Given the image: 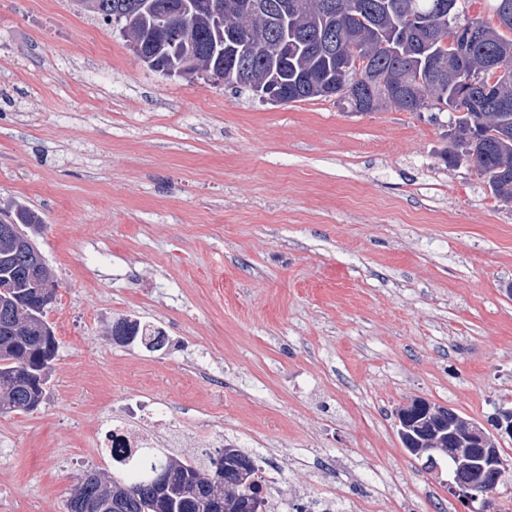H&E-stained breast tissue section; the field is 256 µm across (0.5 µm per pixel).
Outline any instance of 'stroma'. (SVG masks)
Wrapping results in <instances>:
<instances>
[{"label": "stroma", "instance_id": "1", "mask_svg": "<svg viewBox=\"0 0 512 512\" xmlns=\"http://www.w3.org/2000/svg\"><path fill=\"white\" fill-rule=\"evenodd\" d=\"M450 118L169 78L74 0H0V215H41L60 284L44 400L0 415V512L112 474L101 424L139 396L166 455L207 466L222 432L286 507L461 512L394 418L512 404V201L444 162ZM125 317L164 346L115 343Z\"/></svg>", "mask_w": 512, "mask_h": 512}]
</instances>
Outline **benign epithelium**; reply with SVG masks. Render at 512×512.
<instances>
[{"label":"benign epithelium","instance_id":"benign-epithelium-1","mask_svg":"<svg viewBox=\"0 0 512 512\" xmlns=\"http://www.w3.org/2000/svg\"><path fill=\"white\" fill-rule=\"evenodd\" d=\"M0 251L24 254L37 308L29 316L28 326L41 336L52 335L41 311L56 299L59 283L33 238L3 219ZM395 426L402 447L422 461L429 472L441 474L438 459L448 456L447 479L443 480L448 499L466 512H499L500 487L508 484L507 476L512 474V461L500 453L502 444L512 441V407H500L486 421L476 422L458 416L450 408L413 399L397 408ZM441 433L448 438L446 452L432 443V438Z\"/></svg>","mask_w":512,"mask_h":512}]
</instances>
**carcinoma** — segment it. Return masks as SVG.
Wrapping results in <instances>:
<instances>
[{
  "mask_svg": "<svg viewBox=\"0 0 512 512\" xmlns=\"http://www.w3.org/2000/svg\"><path fill=\"white\" fill-rule=\"evenodd\" d=\"M441 1L450 10L437 8ZM204 2L92 0L90 10L120 26L124 37L127 26L141 34L138 57L151 58L158 69L179 65L186 52L195 55L203 71L223 65L227 30L259 34L269 44L286 39L285 56L244 51L233 78L236 86L252 92V79L271 74L290 103L332 97L339 55L347 62L350 80L367 79L360 97L345 101L350 111L362 114L371 105L375 111L418 112L434 106L456 113L450 124L455 138L444 161L450 166L469 163L486 178L495 198L512 201V0H494V25L477 19L458 23L459 0H255L257 10H240L238 0H221L229 4L221 28ZM182 16L191 41L176 44L169 35L161 43L159 24ZM461 26L472 30L465 45L450 40ZM459 61L467 69L466 85L456 75ZM411 88L419 91L412 100L390 99ZM0 280L10 283L12 298L8 314L0 313V380L22 375L21 383L0 397L2 415L24 410L32 391L46 385L57 347L16 331L33 299L21 256L0 253ZM122 323L145 347L162 345L161 330L137 320ZM235 453L247 479L237 486L241 498L230 512H248L245 496L257 492L259 468L252 455L238 448ZM216 475L215 470L201 472L190 459L158 453L142 476L127 471L106 480L95 471L79 475L67 512H98L109 501L110 512H224L206 481Z\"/></svg>",
  "mask_w": 512,
  "mask_h": 512,
  "instance_id": "carcinoma-1",
  "label": "carcinoma"
}]
</instances>
